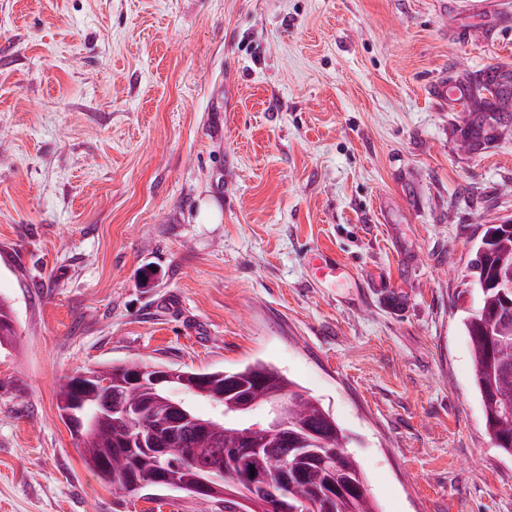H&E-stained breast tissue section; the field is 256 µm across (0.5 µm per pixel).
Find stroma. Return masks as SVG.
Instances as JSON below:
<instances>
[{
    "label": "stroma",
    "mask_w": 512,
    "mask_h": 512,
    "mask_svg": "<svg viewBox=\"0 0 512 512\" xmlns=\"http://www.w3.org/2000/svg\"><path fill=\"white\" fill-rule=\"evenodd\" d=\"M494 66L512 0H0V512H200L101 484L57 385L254 360L329 408L378 512H512L462 324L512 122L467 150L435 94ZM308 265L311 266L319 285L328 284L336 288L347 274V266L336 260L327 251L317 248L307 255ZM17 336L16 318L11 304L3 298L0 299V347L13 343Z\"/></svg>",
    "instance_id": "obj_1"
}]
</instances>
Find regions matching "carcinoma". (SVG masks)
Here are the masks:
<instances>
[{"label":"carcinoma","mask_w":512,"mask_h":512,"mask_svg":"<svg viewBox=\"0 0 512 512\" xmlns=\"http://www.w3.org/2000/svg\"><path fill=\"white\" fill-rule=\"evenodd\" d=\"M478 91L476 95L466 89L460 101L462 111H481L483 97L487 95L501 101L500 93L485 73L478 78ZM502 257L512 261V226L483 225L470 265L483 315L466 316L463 326L472 349L475 388L486 409V432L490 439L498 441L503 453L512 456V419L505 413L512 406V292L497 286L496 262ZM15 336L13 308L1 298L0 347L12 344ZM163 371L174 372L180 400L196 417H204L196 402H209L214 394L226 402L248 394L259 405L278 394H286L300 400L303 410L296 416L288 413V437L266 439L259 452L237 446L236 431L242 416L231 415L207 437V447L224 454V476L204 488L201 479L215 456L192 457L193 449L198 447L197 438L180 431L164 405L156 401L158 392L150 376H145L144 381L135 385V391L145 405L147 424L180 436L179 449L167 459L166 470L172 479V484L167 485L158 481L157 464L151 456L125 444L126 422L107 409L109 391H123L129 385L128 365L85 368L88 386L81 393L78 407H73L74 394L61 385L57 408L62 420L71 410L82 420L83 428L71 437L87 466L102 482L133 494L145 488H170L208 502L222 497L225 512H237L238 497L249 501L246 512H295L294 492L282 487L275 476L278 462L286 457L296 461L302 471L305 491L314 505L311 512H375L361 471L355 460L343 452L346 435L336 418L302 386L274 367L255 360L235 369L195 371L165 367ZM105 380L112 381V389L100 386ZM202 385L210 394L198 392ZM107 453H121L128 457V463L104 467L101 459Z\"/></svg>","instance_id":"1"}]
</instances>
